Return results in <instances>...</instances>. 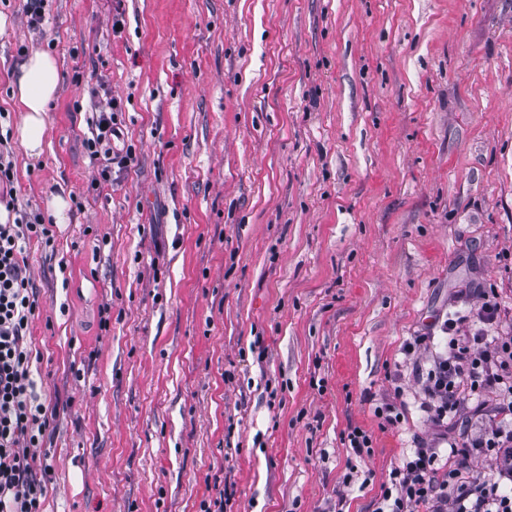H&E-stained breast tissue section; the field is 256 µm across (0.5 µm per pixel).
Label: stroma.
<instances>
[{
  "label": "stroma",
  "mask_w": 512,
  "mask_h": 512,
  "mask_svg": "<svg viewBox=\"0 0 512 512\" xmlns=\"http://www.w3.org/2000/svg\"><path fill=\"white\" fill-rule=\"evenodd\" d=\"M43 8L0 0V128L28 53L62 73L42 157L7 145L17 209L69 203L26 252L46 512H375L435 436L405 346L490 289L512 334V0ZM98 83L133 160L97 187Z\"/></svg>",
  "instance_id": "stroma-1"
}]
</instances>
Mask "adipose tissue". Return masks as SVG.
I'll return each instance as SVG.
<instances>
[{
	"label": "adipose tissue",
	"mask_w": 512,
	"mask_h": 512,
	"mask_svg": "<svg viewBox=\"0 0 512 512\" xmlns=\"http://www.w3.org/2000/svg\"><path fill=\"white\" fill-rule=\"evenodd\" d=\"M61 73L54 57L45 52L31 54L19 66L11 82L12 95L22 114L16 137L30 157H39L46 136L45 113L59 90Z\"/></svg>",
	"instance_id": "adipose-tissue-1"
}]
</instances>
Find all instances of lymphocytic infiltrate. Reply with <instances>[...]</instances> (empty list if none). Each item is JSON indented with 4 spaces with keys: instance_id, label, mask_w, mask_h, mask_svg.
<instances>
[{
    "instance_id": "lymphocytic-infiltrate-1",
    "label": "lymphocytic infiltrate",
    "mask_w": 512,
    "mask_h": 512,
    "mask_svg": "<svg viewBox=\"0 0 512 512\" xmlns=\"http://www.w3.org/2000/svg\"><path fill=\"white\" fill-rule=\"evenodd\" d=\"M91 135L85 141L101 159L99 177L110 181L115 101L93 104ZM52 244L39 215L19 214L0 224V512H45L52 480L50 464L35 453L49 424L37 396L33 350L27 343L36 300L24 254L31 240ZM477 326L462 333L460 322L445 321V346L426 373L422 411L428 422L447 426L488 390L496 391L495 417L462 442L441 436L407 453L382 487L387 512H512V336L501 335L499 306L485 293L471 308ZM490 462L488 475L473 476L472 455Z\"/></svg>"
}]
</instances>
